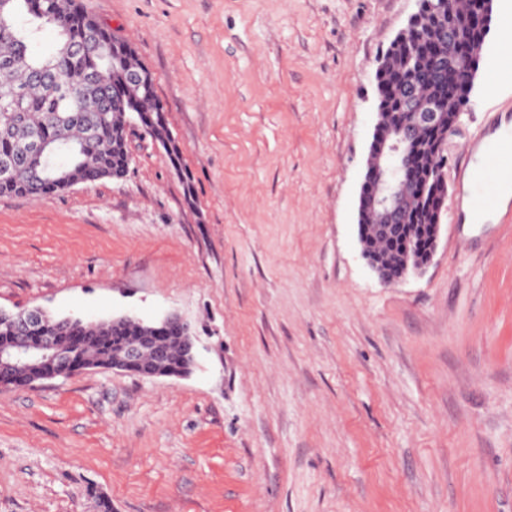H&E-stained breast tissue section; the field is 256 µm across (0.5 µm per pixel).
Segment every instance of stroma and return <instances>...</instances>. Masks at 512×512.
I'll return each instance as SVG.
<instances>
[{
    "instance_id": "stroma-1",
    "label": "stroma",
    "mask_w": 512,
    "mask_h": 512,
    "mask_svg": "<svg viewBox=\"0 0 512 512\" xmlns=\"http://www.w3.org/2000/svg\"><path fill=\"white\" fill-rule=\"evenodd\" d=\"M82 4L181 164L135 128L124 178L0 196V308L176 313L196 364L0 388V512H512V225L465 223L452 184L424 274L360 256L374 73L416 0ZM502 54L490 33L452 162L512 124Z\"/></svg>"
}]
</instances>
